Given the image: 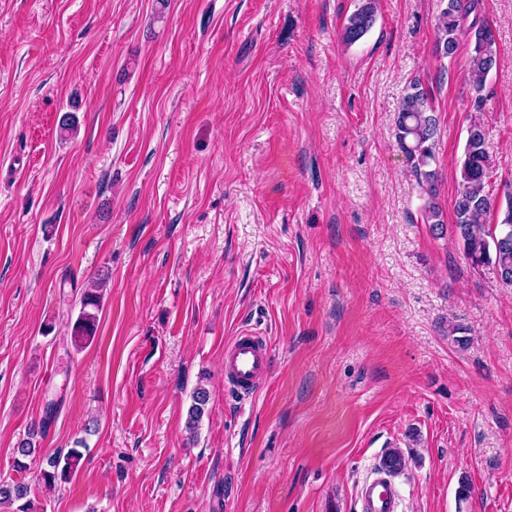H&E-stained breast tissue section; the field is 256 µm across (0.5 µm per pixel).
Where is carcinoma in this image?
I'll use <instances>...</instances> for the list:
<instances>
[{
    "instance_id": "obj_1",
    "label": "carcinoma",
    "mask_w": 512,
    "mask_h": 512,
    "mask_svg": "<svg viewBox=\"0 0 512 512\" xmlns=\"http://www.w3.org/2000/svg\"><path fill=\"white\" fill-rule=\"evenodd\" d=\"M481 0H448L437 22V42L445 50V56L455 54L459 35L467 32L472 45L469 59V78L474 90L481 92L490 72L497 65V47L493 30L489 24L477 17ZM375 0H362V4L349 16L343 28V41L352 45L360 40L375 21ZM78 129L76 116L64 113L59 120L60 138L74 135ZM397 138L406 160L418 178L421 193L428 197L424 210V223L437 236L444 233L445 223L442 210L435 202L436 171L431 169L435 162V137L438 120L427 92L417 84L410 87L402 98L396 115ZM493 173V159L485 139L481 122L474 121L467 130L463 157L458 165V189L454 200V234L462 244L465 257L475 268L488 266L498 276L499 281L512 287V244L502 247L496 243L503 228L512 229V224H502L494 228L485 223L486 216L493 210L494 200L490 193V178ZM101 296L93 288L84 292L81 309L71 330V341L81 347L92 339L97 331V312L100 310ZM209 391L204 386L196 388L192 404L188 410L186 428L195 430L209 403ZM53 415V407H48L46 417L39 428L32 430L29 437L16 448V468L22 472L27 468L24 459L38 451L34 438L44 431ZM82 453L71 448L66 453L59 452L46 457V466L39 471L44 486L53 488L59 483L72 479L80 466ZM383 466L392 472L405 467L401 449H389L382 461ZM31 487L23 480L0 479V505L24 501L19 512H28L30 502L26 501Z\"/></svg>"
}]
</instances>
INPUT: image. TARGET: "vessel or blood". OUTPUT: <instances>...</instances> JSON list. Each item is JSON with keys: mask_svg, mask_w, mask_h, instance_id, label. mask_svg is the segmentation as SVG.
I'll use <instances>...</instances> for the list:
<instances>
[{"mask_svg": "<svg viewBox=\"0 0 512 512\" xmlns=\"http://www.w3.org/2000/svg\"><path fill=\"white\" fill-rule=\"evenodd\" d=\"M270 346L259 332L239 333L224 347V384L237 395H255L271 372ZM359 512H398V494L386 473L370 474L361 484Z\"/></svg>", "mask_w": 512, "mask_h": 512, "instance_id": "1", "label": "vessel or blood"}]
</instances>
